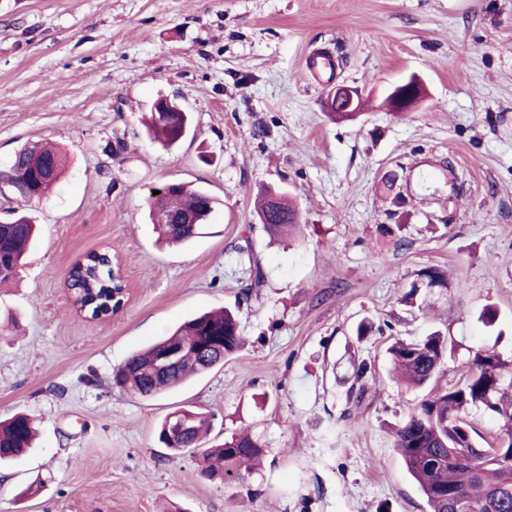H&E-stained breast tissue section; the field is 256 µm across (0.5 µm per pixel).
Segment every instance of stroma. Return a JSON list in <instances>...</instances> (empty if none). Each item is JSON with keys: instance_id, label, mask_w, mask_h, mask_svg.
Wrapping results in <instances>:
<instances>
[{"instance_id": "1", "label": "stroma", "mask_w": 512, "mask_h": 512, "mask_svg": "<svg viewBox=\"0 0 512 512\" xmlns=\"http://www.w3.org/2000/svg\"><path fill=\"white\" fill-rule=\"evenodd\" d=\"M316 54L333 77L308 71ZM414 73L425 100L388 115L386 89ZM338 85L363 90L358 119L328 116ZM161 96L191 116L167 150L142 124ZM37 141L67 167L33 208L16 282L0 285V420L25 413L39 431L0 467V512H426L392 438L423 393L390 381L387 349L447 335L440 388L478 346L512 359V0H0V172ZM391 170L399 210L383 197ZM176 182L217 205L173 247L147 201ZM267 186L298 205L299 238L259 223ZM394 210L396 238L382 231ZM102 249L131 297L91 321L66 277ZM254 261L264 283L246 295ZM428 266L448 286L426 317L402 297ZM224 306L245 345L223 365L153 399L113 389L134 351ZM182 406L212 413L213 439L259 436L262 469L200 480L194 453L155 434Z\"/></svg>"}]
</instances>
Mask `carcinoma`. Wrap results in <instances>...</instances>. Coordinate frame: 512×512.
I'll return each instance as SVG.
<instances>
[{"label": "carcinoma", "mask_w": 512, "mask_h": 512, "mask_svg": "<svg viewBox=\"0 0 512 512\" xmlns=\"http://www.w3.org/2000/svg\"><path fill=\"white\" fill-rule=\"evenodd\" d=\"M344 88L337 89L329 115L338 120L358 117L344 112L348 104ZM154 141L165 148L176 144L190 130L186 112H174L157 99L147 123ZM38 156L53 165L52 176L37 185L40 194L49 192L60 180L66 159L55 147L26 145L16 152L7 183L15 187ZM215 199L207 192L175 184L148 201V217L164 212L169 216L189 215L195 224H158L162 239L183 244L198 234L214 211ZM258 220L273 239L293 236L300 228V213L282 191L269 189L257 206ZM36 225L26 215L0 224V283L14 279L24 265L27 249L35 237ZM112 255L91 252L75 266L68 288L78 300V310L89 319L112 313V288L121 287L112 279ZM448 287V272L425 268L419 281L411 285L403 301L415 307L436 288ZM244 344L240 326L231 311L206 312L184 321L147 348L129 356L112 373V388L142 398H154L202 376L224 363ZM182 348L174 369L160 373L155 364L168 346ZM453 347L440 331L430 332L421 341L396 340L389 348L392 378L399 385L426 390L425 397L409 410L393 428V447L415 480L428 512H456L457 500L464 512H512V360H505L494 346L474 351L466 375L445 389H434L441 365ZM482 410L498 421V429L485 437L471 419ZM208 412L182 408L165 416L158 424V442L175 454L192 448L199 456V476L222 484L239 483L261 465L266 450L250 431L232 435L220 444L204 447L211 425ZM185 425L181 438L167 441L173 422ZM32 419L23 413L0 422V464L13 462L32 447Z\"/></svg>", "instance_id": "cac0c4a2"}]
</instances>
